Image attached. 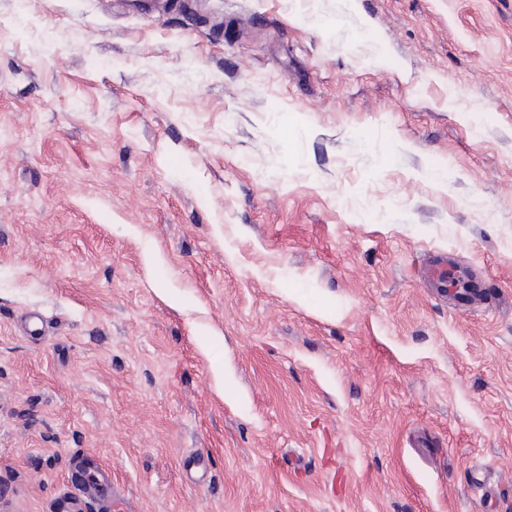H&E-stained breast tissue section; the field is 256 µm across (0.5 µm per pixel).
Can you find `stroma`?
<instances>
[{
    "instance_id": "stroma-1",
    "label": "stroma",
    "mask_w": 512,
    "mask_h": 512,
    "mask_svg": "<svg viewBox=\"0 0 512 512\" xmlns=\"http://www.w3.org/2000/svg\"><path fill=\"white\" fill-rule=\"evenodd\" d=\"M65 494L512 512V0H0V507ZM475 282L470 273L466 270H448V287L452 290V297L461 307L470 305L471 300L477 298L479 290L470 289L474 287ZM461 294H467L468 299L460 302L457 297Z\"/></svg>"
}]
</instances>
